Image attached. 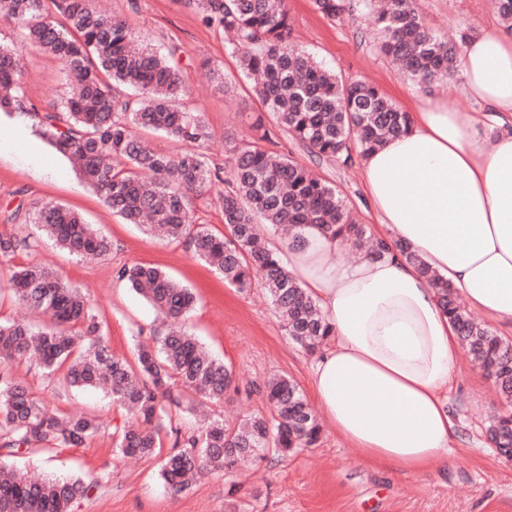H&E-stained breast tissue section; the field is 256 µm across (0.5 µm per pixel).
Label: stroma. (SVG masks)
Masks as SVG:
<instances>
[{
  "instance_id": "35a3bbf8",
  "label": "stroma",
  "mask_w": 512,
  "mask_h": 512,
  "mask_svg": "<svg viewBox=\"0 0 512 512\" xmlns=\"http://www.w3.org/2000/svg\"><path fill=\"white\" fill-rule=\"evenodd\" d=\"M107 3L109 13L126 20L139 42L183 49L182 77L189 89L184 104L203 118L212 165L226 167V139L253 141L252 123L263 107L241 75L225 33L204 25L190 0ZM286 5L293 43L338 76L370 81L409 113L422 99L442 100L452 111H479V104L462 91L459 77L428 86L377 52L370 18L356 14L330 19L316 10L313 0H286ZM420 8L426 26L450 37L498 19L489 0H420ZM22 65L27 103L42 112L51 110L68 84L59 64L31 49ZM17 133L37 139L41 156L0 155V232L31 236L38 246L0 257L1 321L43 324L42 316L14 299L9 277L13 267L47 262L66 283L93 300L101 334L112 351L133 358L135 337L149 338L158 316L118 272L131 264L150 265L192 289L196 301L187 316L191 332L236 373L239 391L217 406V414L232 423L269 415L268 405L252 388L274 374L295 381L304 396H311L309 369L314 357L285 335L261 284L238 291L196 261L185 243L155 239L140 226L124 223L69 159L43 139L31 115L0 112V137ZM315 171L336 187L358 223L375 224L361 164L346 167L327 159ZM49 201L93 224L111 242L110 253L81 260L43 236L27 214L35 204ZM11 372L51 407L91 415L102 425L84 447L31 449L8 459L21 473L100 478L91 496L78 500L72 512H512V461L487 440L492 419L512 407L501 399L493 379L464 357L451 397L456 453L447 465L418 473L371 467L327 424L315 447L283 460L268 458L198 478L179 494L164 485L159 457L126 458L115 452L112 427L122 414L103 392L69 387L59 375L45 378L24 361L13 363ZM234 484L239 490L233 494L229 488Z\"/></svg>"
}]
</instances>
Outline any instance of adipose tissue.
Returning a JSON list of instances; mask_svg holds the SVG:
<instances>
[{
  "label": "adipose tissue",
  "mask_w": 512,
  "mask_h": 512,
  "mask_svg": "<svg viewBox=\"0 0 512 512\" xmlns=\"http://www.w3.org/2000/svg\"><path fill=\"white\" fill-rule=\"evenodd\" d=\"M463 91L481 112L428 100L408 131L362 159L377 239L408 246L468 304L512 325V32L463 45ZM340 242L312 224L273 250L334 333L310 366L314 397L368 465L447 463L460 341L438 295L403 258L330 262Z\"/></svg>",
  "instance_id": "obj_1"
}]
</instances>
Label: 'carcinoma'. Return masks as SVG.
<instances>
[{
	"label": "carcinoma",
	"instance_id": "cac0c4a2",
	"mask_svg": "<svg viewBox=\"0 0 512 512\" xmlns=\"http://www.w3.org/2000/svg\"><path fill=\"white\" fill-rule=\"evenodd\" d=\"M319 12L341 19L359 10L374 20L376 50L393 58L411 77L434 83L452 77L461 65L455 43L426 27L416 0H314ZM202 21L232 36L231 50L242 69L257 77V96L277 125L318 159L353 163L386 139L408 129L410 115L378 89L359 79L345 80L314 62L291 42L284 0H195ZM0 25H16L21 41L0 43V111H31L42 135L76 165L112 213L152 235L188 243L192 255L241 291L260 281L282 319L286 334L309 352L333 335V327L304 288L270 249L261 225L297 229L315 224L350 243L365 238L336 188L292 157L261 146L271 141L263 117L253 123L254 141L225 140L230 166H211L202 117L180 104L187 96L181 77L184 50L159 52L148 44L131 47L128 23L105 16L91 0H0ZM35 48L57 61L69 90L52 110L38 114L25 106L18 56ZM159 132L195 150L175 159L135 135ZM219 182V202L228 235L220 237L194 223L193 196ZM31 221L55 245L80 258L106 255L111 244L79 214L53 202L33 207ZM30 243L0 233V255L27 250ZM396 249L432 287L472 361L493 378L512 403V344L476 323L458 302L454 288L409 248ZM119 278L165 318L164 328L135 346L134 360L111 353L100 341L94 303L63 283L48 267L31 263L11 272L19 303L38 311L49 324L0 322V447L23 449L80 447L100 430L83 414L60 416L15 379L10 365L38 362L46 376L64 371L71 387L100 388L128 418L115 425L116 449L126 456L159 454V435H175L174 451L160 475L174 493L191 478L218 474L262 452L286 456L312 448L321 428L298 385L285 376L256 388L270 417L253 416L231 427L218 417L192 433L176 427L168 411L180 406L171 391L176 376L190 402L222 404L233 387V370L209 354L188 330L193 294L157 267L124 266ZM490 441L512 448V413L495 418ZM98 479H32L0 464V512H71L72 504L98 487Z\"/></svg>",
	"mask_w": 512,
	"mask_h": 512
}]
</instances>
